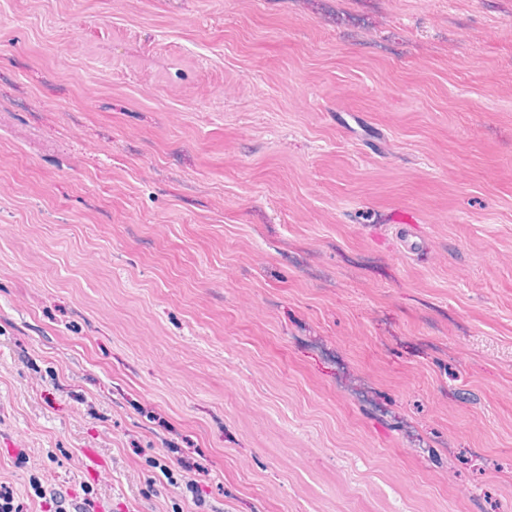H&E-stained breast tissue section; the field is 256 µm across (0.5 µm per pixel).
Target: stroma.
Listing matches in <instances>:
<instances>
[{"label":"stroma","instance_id":"1","mask_svg":"<svg viewBox=\"0 0 512 512\" xmlns=\"http://www.w3.org/2000/svg\"><path fill=\"white\" fill-rule=\"evenodd\" d=\"M0 485L512 512V0H0Z\"/></svg>","mask_w":512,"mask_h":512}]
</instances>
